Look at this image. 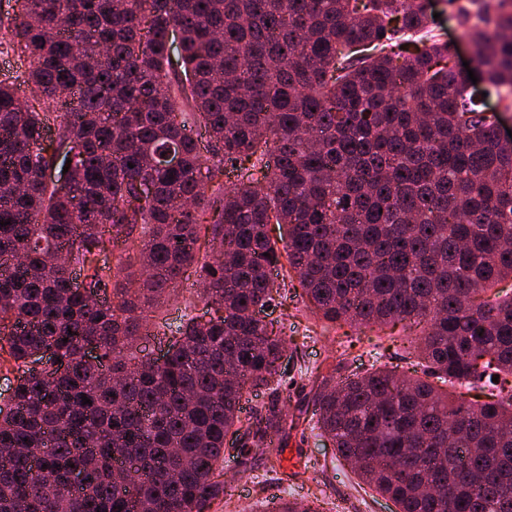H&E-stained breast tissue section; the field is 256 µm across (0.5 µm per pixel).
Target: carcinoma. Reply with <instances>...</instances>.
<instances>
[{
  "mask_svg": "<svg viewBox=\"0 0 512 512\" xmlns=\"http://www.w3.org/2000/svg\"><path fill=\"white\" fill-rule=\"evenodd\" d=\"M445 3L480 89L434 39L432 0H14L0 16L28 86L23 103L0 81V362L21 371L0 405V512H205L228 435L274 468L270 439L299 426L396 512H512V296L494 291L512 278V141L485 104L512 108V0ZM48 129L71 144L64 183L46 178ZM229 166L262 178L228 192ZM192 268L215 316L184 322L159 364L146 313ZM289 295L329 323L423 326L415 368L338 377L343 348L283 415L288 337L256 312ZM257 388L275 398L244 417Z\"/></svg>",
  "mask_w": 512,
  "mask_h": 512,
  "instance_id": "obj_1",
  "label": "carcinoma"
}]
</instances>
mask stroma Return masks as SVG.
<instances>
[{
    "label": "stroma",
    "mask_w": 512,
    "mask_h": 512,
    "mask_svg": "<svg viewBox=\"0 0 512 512\" xmlns=\"http://www.w3.org/2000/svg\"><path fill=\"white\" fill-rule=\"evenodd\" d=\"M201 290L197 274L187 272L168 303L155 311L152 326L174 329L183 318L206 316L210 307L201 298ZM268 317L278 322L286 335L305 341L299 355L288 353L282 359L288 393L280 397L279 403L291 413L300 406L302 387L316 375L328 372L324 358L339 345L352 344L356 364L364 370L375 360L369 352L371 339L379 335L394 337L395 343L383 359L390 366L398 363L405 339L421 333L419 326L406 322L377 330L317 321L297 299L269 310ZM279 458V465L273 469L259 459L245 467L236 448L227 447L222 475L224 498L210 512H254L266 494L298 499L316 497L324 501L326 512H394L391 500L358 484L346 463L337 460L331 442L317 432L292 433L287 446L280 449Z\"/></svg>",
    "instance_id": "1"
}]
</instances>
